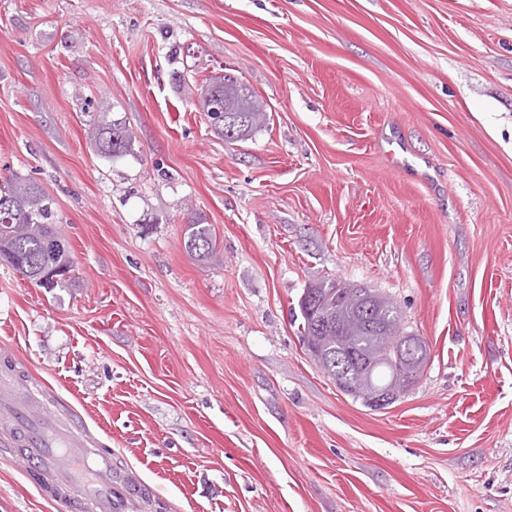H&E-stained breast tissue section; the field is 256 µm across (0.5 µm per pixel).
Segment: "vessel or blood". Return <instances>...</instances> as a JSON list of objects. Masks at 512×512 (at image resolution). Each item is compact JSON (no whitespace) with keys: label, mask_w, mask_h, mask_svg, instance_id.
<instances>
[{"label":"vessel or blood","mask_w":512,"mask_h":512,"mask_svg":"<svg viewBox=\"0 0 512 512\" xmlns=\"http://www.w3.org/2000/svg\"><path fill=\"white\" fill-rule=\"evenodd\" d=\"M41 394L36 382L22 392L0 389V429L21 443L26 468L44 469L58 457H69L68 468L56 474L55 499L63 512H139L153 488L135 472L113 464L111 450L91 440L80 416L70 415L63 424L48 409L30 418L27 408Z\"/></svg>","instance_id":"vessel-or-blood-1"}]
</instances>
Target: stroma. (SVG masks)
I'll list each match as a JSON object with an SVG mask.
<instances>
[{
    "mask_svg": "<svg viewBox=\"0 0 512 512\" xmlns=\"http://www.w3.org/2000/svg\"><path fill=\"white\" fill-rule=\"evenodd\" d=\"M224 72L267 114L243 142L200 107ZM107 104L118 159L90 140ZM11 174L74 270L0 265V381L81 414L144 512H512V0H0ZM320 280L425 341L387 408L302 345ZM0 512H58L1 433ZM109 108L100 110L90 131L96 151L107 158H120L131 150V138L126 124L111 116ZM215 243L211 225L198 224L194 221L186 224L184 246L190 255L199 260H207L215 253ZM379 296L381 297L382 304L380 308L377 310V316L380 319L379 323L382 325H388L390 327L391 335L395 336L400 331V324H399V311L398 306L396 302H394L391 298L381 295L379 293ZM402 336H395L394 344L398 341L399 338Z\"/></svg>",
    "mask_w": 512,
    "mask_h": 512,
    "instance_id": "obj_1",
    "label": "stroma"
}]
</instances>
